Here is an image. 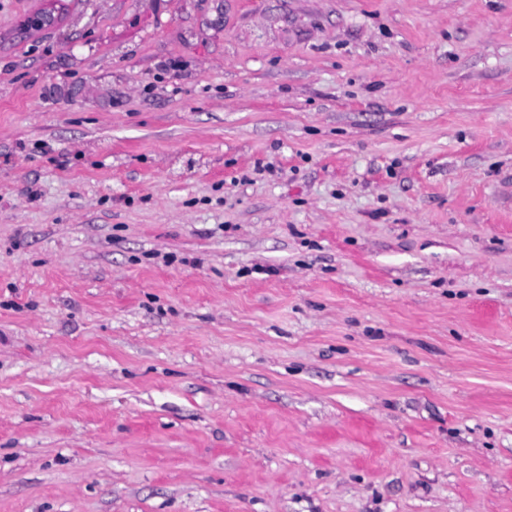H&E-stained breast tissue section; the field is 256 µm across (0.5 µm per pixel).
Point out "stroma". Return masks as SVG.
I'll use <instances>...</instances> for the list:
<instances>
[{
  "label": "stroma",
  "mask_w": 512,
  "mask_h": 512,
  "mask_svg": "<svg viewBox=\"0 0 512 512\" xmlns=\"http://www.w3.org/2000/svg\"><path fill=\"white\" fill-rule=\"evenodd\" d=\"M0 512H512V0H0Z\"/></svg>",
  "instance_id": "1"
}]
</instances>
